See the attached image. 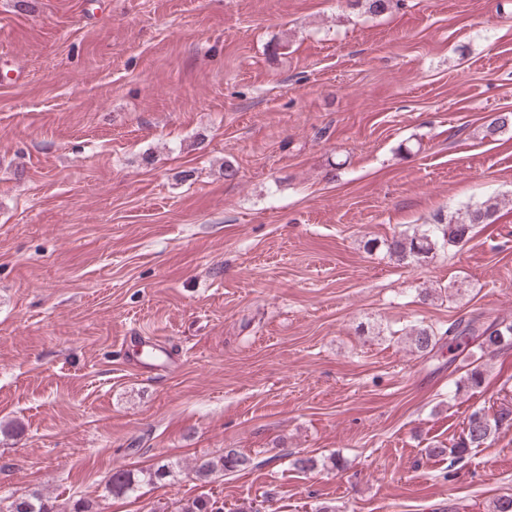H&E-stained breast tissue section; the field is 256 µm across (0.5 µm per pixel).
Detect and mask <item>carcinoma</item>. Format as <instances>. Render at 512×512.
<instances>
[{"label": "carcinoma", "instance_id": "1", "mask_svg": "<svg viewBox=\"0 0 512 512\" xmlns=\"http://www.w3.org/2000/svg\"><path fill=\"white\" fill-rule=\"evenodd\" d=\"M512 126V112H503L483 125V137L495 138L507 127ZM499 202L489 198L478 205H467L447 219L439 218L438 223L431 224L421 233L400 234L387 241L390 255L397 261H420L428 258L441 249H452L465 245L472 239L473 231L480 224L490 223L497 212ZM479 341L483 350L496 351L512 347V324L498 323L484 326L479 319L459 320L452 323L442 332L431 327H419L413 330L411 338L417 352L427 355L441 343H448V350L463 352L470 341ZM484 372L477 365L465 373L455 383L456 390L477 389L482 385ZM512 425V411L505 408L490 416L482 409L473 410L468 418L466 433L450 449L434 448L437 454L450 453L454 458L461 459L474 448H480L503 426ZM249 458L234 448L224 450L219 457H201L195 460L192 470L202 479L208 478L219 471H235L245 468ZM141 479L131 472L117 469L110 478V491L114 494H126L135 489ZM8 512H56L54 503L43 495H33L13 501Z\"/></svg>", "mask_w": 512, "mask_h": 512}]
</instances>
